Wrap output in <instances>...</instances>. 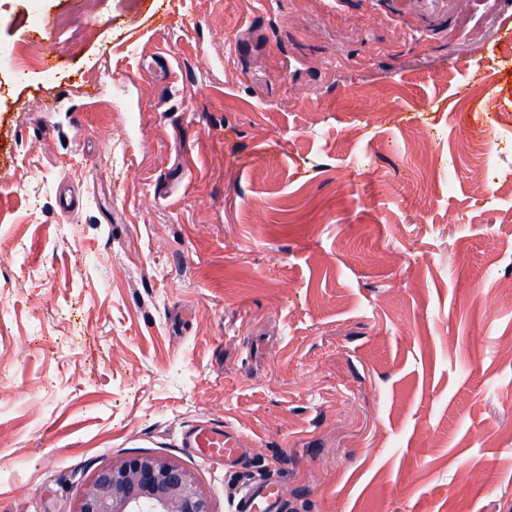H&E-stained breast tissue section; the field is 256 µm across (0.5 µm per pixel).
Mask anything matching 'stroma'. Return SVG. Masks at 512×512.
<instances>
[{
  "instance_id": "stroma-1",
  "label": "stroma",
  "mask_w": 512,
  "mask_h": 512,
  "mask_svg": "<svg viewBox=\"0 0 512 512\" xmlns=\"http://www.w3.org/2000/svg\"><path fill=\"white\" fill-rule=\"evenodd\" d=\"M38 41L0 70V512L135 455L212 512H512V0H0ZM183 447L215 462H226L240 451V441L222 425H197L186 431ZM282 496V490L266 485L250 493L245 500L243 507L248 510L258 508L269 512H275L277 510L278 502L282 499Z\"/></svg>"
}]
</instances>
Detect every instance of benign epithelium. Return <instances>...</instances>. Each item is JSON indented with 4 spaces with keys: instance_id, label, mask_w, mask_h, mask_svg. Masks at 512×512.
I'll use <instances>...</instances> for the list:
<instances>
[{
    "instance_id": "benign-epithelium-1",
    "label": "benign epithelium",
    "mask_w": 512,
    "mask_h": 512,
    "mask_svg": "<svg viewBox=\"0 0 512 512\" xmlns=\"http://www.w3.org/2000/svg\"><path fill=\"white\" fill-rule=\"evenodd\" d=\"M78 512H212L194 474L181 463L138 455L99 470Z\"/></svg>"
}]
</instances>
